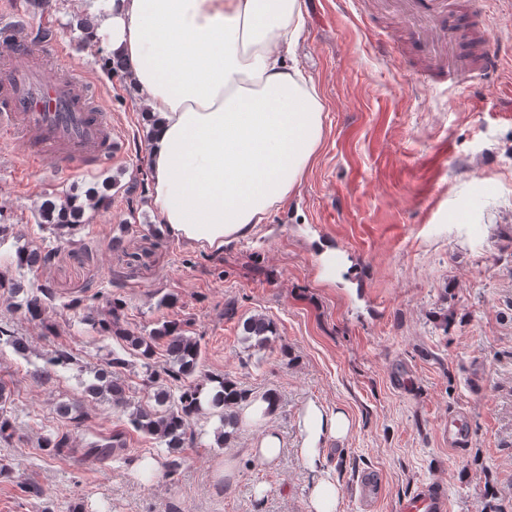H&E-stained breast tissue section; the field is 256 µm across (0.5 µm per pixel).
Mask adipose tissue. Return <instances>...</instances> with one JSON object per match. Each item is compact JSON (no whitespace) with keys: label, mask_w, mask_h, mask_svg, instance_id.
I'll list each match as a JSON object with an SVG mask.
<instances>
[{"label":"adipose tissue","mask_w":512,"mask_h":512,"mask_svg":"<svg viewBox=\"0 0 512 512\" xmlns=\"http://www.w3.org/2000/svg\"><path fill=\"white\" fill-rule=\"evenodd\" d=\"M97 16L89 42L128 63L145 108L148 178L158 222L202 249L251 235L300 185L323 141L325 105L284 50L304 27L303 0H83ZM266 427L246 453L274 464L277 411L242 403ZM298 454L309 467L308 512H336L342 495L324 447L344 438L340 411L309 404Z\"/></svg>","instance_id":"1"}]
</instances>
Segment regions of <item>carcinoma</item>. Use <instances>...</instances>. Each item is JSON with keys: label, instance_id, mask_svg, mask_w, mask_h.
<instances>
[{"label": "carcinoma", "instance_id": "1", "mask_svg": "<svg viewBox=\"0 0 512 512\" xmlns=\"http://www.w3.org/2000/svg\"><path fill=\"white\" fill-rule=\"evenodd\" d=\"M86 197L89 205L96 207L98 203L109 206L110 196L99 192L94 187L88 188L84 194L74 193L71 199ZM43 222L52 226L57 237L62 239L72 237L83 222V208L74 209L66 222L56 216V204L46 200L40 206ZM52 252L39 248L16 252L14 260L18 271H33L36 268L50 264ZM0 289L8 297L17 299L13 307L24 312L28 319L41 324L46 331H51V325L46 320L47 311L52 307L53 294L49 283L44 282L26 290L21 282L0 272ZM88 315L85 320L100 331L122 341L120 350L112 351L111 358L98 369L92 379L85 384V394L90 402H107L115 407L127 409L130 407L126 395V384L122 379V370L129 366L127 357L137 355L145 360L147 369L145 387L152 390L150 401L139 404L129 413V422L135 430L156 437L165 447L173 450L182 448L195 441L191 424L206 415L217 416L220 427L215 432L216 447L222 448L233 435L239 424L236 410L238 398L250 394V391L237 385L226 375H211L201 382L192 380L200 362V340L186 335L182 325L175 321H167L152 333L143 336L135 335L122 327L124 303L116 298L109 300L105 313H96L93 306L86 307ZM243 336L258 348L271 346L276 338L273 322L263 315H253L242 323ZM166 340L167 360L165 364L154 367L150 360L154 355V343ZM0 344L11 346L19 354L27 350L23 338L15 335L8 326L0 324ZM72 351L57 345L53 349L46 364L37 368L33 376L40 384L52 382L55 370L72 363ZM177 383L178 393H172L166 383ZM70 447V435L54 432L43 437L39 448L49 455L57 454L63 448Z\"/></svg>", "mask_w": 512, "mask_h": 512}]
</instances>
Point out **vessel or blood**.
<instances>
[{
  "label": "vessel or blood",
  "mask_w": 512,
  "mask_h": 512,
  "mask_svg": "<svg viewBox=\"0 0 512 512\" xmlns=\"http://www.w3.org/2000/svg\"><path fill=\"white\" fill-rule=\"evenodd\" d=\"M354 6L363 18L390 13L401 19V33L379 30L373 44L383 55L409 45L422 63V82L451 87L476 82L502 64L504 47L492 40L478 57H471L463 41L460 0H354ZM45 50L42 40H25L23 66L0 83V134L18 148L27 165L47 152L61 169L94 170L112 158V116L95 107L97 87L83 71L61 67L47 74ZM448 509L447 496L434 483L418 485L398 506V512Z\"/></svg>",
  "instance_id": "obj_1"
}]
</instances>
